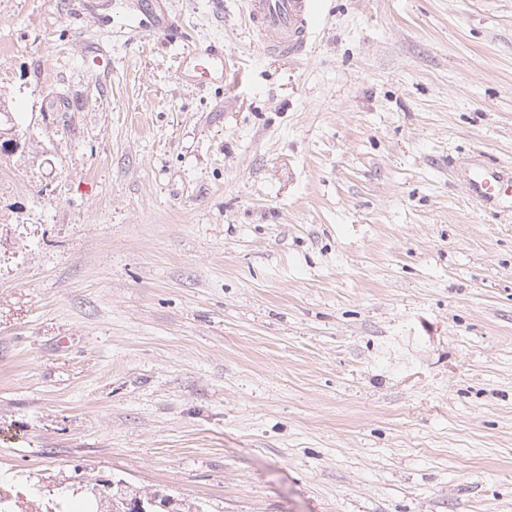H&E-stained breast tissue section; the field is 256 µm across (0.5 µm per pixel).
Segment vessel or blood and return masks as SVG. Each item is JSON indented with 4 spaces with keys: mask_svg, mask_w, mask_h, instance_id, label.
Returning a JSON list of instances; mask_svg holds the SVG:
<instances>
[{
    "mask_svg": "<svg viewBox=\"0 0 512 512\" xmlns=\"http://www.w3.org/2000/svg\"><path fill=\"white\" fill-rule=\"evenodd\" d=\"M318 18V0H247L249 26L261 34L263 49L273 56L305 53ZM185 60L194 74L210 80L224 76L220 46L189 50ZM465 192L476 205L496 209L512 198V165H494L474 156L465 169Z\"/></svg>",
    "mask_w": 512,
    "mask_h": 512,
    "instance_id": "obj_1",
    "label": "vessel or blood"
}]
</instances>
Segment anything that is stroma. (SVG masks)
<instances>
[{
    "instance_id": "35a3bbf8",
    "label": "stroma",
    "mask_w": 512,
    "mask_h": 512,
    "mask_svg": "<svg viewBox=\"0 0 512 512\" xmlns=\"http://www.w3.org/2000/svg\"><path fill=\"white\" fill-rule=\"evenodd\" d=\"M163 2L0 0V512H512V0ZM249 27L262 36L261 45L273 56L301 55L308 49L319 18L317 0H247ZM184 60L194 74L206 76L208 80H224V47L210 44L205 48L191 49ZM465 192L476 205L494 210L512 198V165L489 164L476 155L465 168ZM160 499H162L161 503H159ZM121 502L125 512H147L157 506L168 512H177V510H168L171 509L173 501L168 496H162L159 493L147 497L132 494L122 499Z\"/></svg>"
}]
</instances>
